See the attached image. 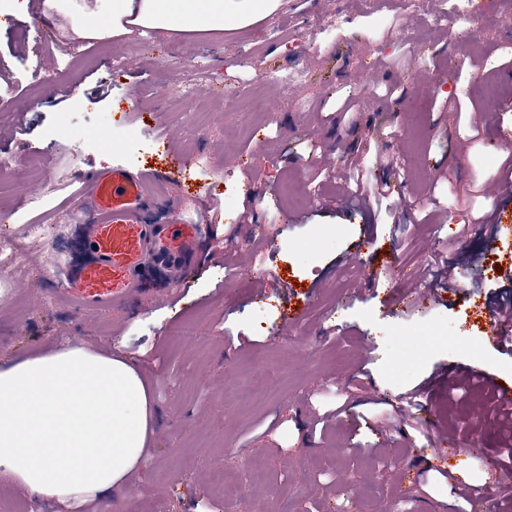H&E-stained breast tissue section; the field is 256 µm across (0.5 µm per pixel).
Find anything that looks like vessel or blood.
<instances>
[{"mask_svg": "<svg viewBox=\"0 0 512 512\" xmlns=\"http://www.w3.org/2000/svg\"><path fill=\"white\" fill-rule=\"evenodd\" d=\"M162 172H134L123 166L92 173L85 186V209L92 218L87 259L66 274L64 294L84 314L127 310L140 293L149 266L173 268L193 251L202 229L176 218L154 224L147 217L156 199L151 185L166 182ZM469 501L474 512H512V500L481 486Z\"/></svg>", "mask_w": 512, "mask_h": 512, "instance_id": "b4317fda", "label": "vessel or blood"}]
</instances>
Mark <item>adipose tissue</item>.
Here are the masks:
<instances>
[{
	"label": "adipose tissue",
	"mask_w": 512,
	"mask_h": 512,
	"mask_svg": "<svg viewBox=\"0 0 512 512\" xmlns=\"http://www.w3.org/2000/svg\"><path fill=\"white\" fill-rule=\"evenodd\" d=\"M74 31L102 38L141 27L206 40L255 25L281 0H49ZM160 422L138 370L80 346L0 367V472L37 500L123 494Z\"/></svg>",
	"instance_id": "obj_1"
}]
</instances>
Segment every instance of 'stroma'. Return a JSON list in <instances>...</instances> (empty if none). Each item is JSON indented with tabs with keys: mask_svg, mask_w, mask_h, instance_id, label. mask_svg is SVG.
<instances>
[{
	"mask_svg": "<svg viewBox=\"0 0 512 512\" xmlns=\"http://www.w3.org/2000/svg\"><path fill=\"white\" fill-rule=\"evenodd\" d=\"M42 9L0 19V233L18 239L0 254V365L79 345L139 369L163 418L115 512H227L234 499L249 512H448L445 469L499 481V432L479 416L492 392L452 407L448 383L477 368L512 386L487 309L512 289L498 275L512 233L484 244L498 131L512 125V0H282L220 41L137 28L91 46L57 12L45 69ZM347 97L352 112L330 111ZM100 127L104 147L88 136ZM172 151L185 169L170 171ZM115 163L169 171L153 191L187 223L208 200L223 210L169 297L79 318L62 288L84 257V180ZM355 165L389 187L349 217L326 202ZM28 187L36 202L19 199ZM225 237L235 247L214 263ZM0 512L99 505L38 503L0 478Z\"/></svg>",
	"mask_w": 512,
	"mask_h": 512,
	"instance_id": "stroma-1",
	"label": "stroma"
}]
</instances>
